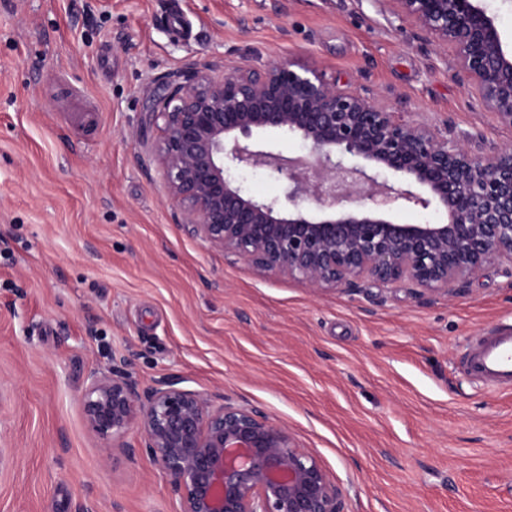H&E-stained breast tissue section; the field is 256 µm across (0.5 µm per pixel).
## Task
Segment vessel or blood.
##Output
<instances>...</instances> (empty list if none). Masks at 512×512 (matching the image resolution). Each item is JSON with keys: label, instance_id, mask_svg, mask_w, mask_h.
Returning a JSON list of instances; mask_svg holds the SVG:
<instances>
[{"label": "vessel or blood", "instance_id": "b4317fda", "mask_svg": "<svg viewBox=\"0 0 512 512\" xmlns=\"http://www.w3.org/2000/svg\"><path fill=\"white\" fill-rule=\"evenodd\" d=\"M470 376L500 389H512V328L504 327L482 336L466 360Z\"/></svg>", "mask_w": 512, "mask_h": 512}]
</instances>
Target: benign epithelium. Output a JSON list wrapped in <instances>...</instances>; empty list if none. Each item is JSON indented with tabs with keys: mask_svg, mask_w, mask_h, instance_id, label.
<instances>
[{
	"mask_svg": "<svg viewBox=\"0 0 512 512\" xmlns=\"http://www.w3.org/2000/svg\"><path fill=\"white\" fill-rule=\"evenodd\" d=\"M496 121L512 128V49L481 0H388ZM156 157L179 222L202 241L315 289L370 279L448 296L483 272H512V144L474 152L448 124L403 121L370 93L339 88L291 57L257 68L192 63L149 112ZM259 134L295 137L303 158ZM357 159L345 163L346 157ZM282 182L258 200L242 167ZM388 171L405 183L380 179ZM437 206L443 224H401L393 211ZM87 427L103 440L137 433L167 474L177 512H343L342 487L287 428L162 378L142 389L125 360L83 380Z\"/></svg>",
	"mask_w": 512,
	"mask_h": 512,
	"instance_id": "obj_1",
	"label": "benign epithelium"
}]
</instances>
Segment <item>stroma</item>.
I'll return each mask as SVG.
<instances>
[{
	"mask_svg": "<svg viewBox=\"0 0 512 512\" xmlns=\"http://www.w3.org/2000/svg\"><path fill=\"white\" fill-rule=\"evenodd\" d=\"M288 55L471 149L512 143L387 0H0V512H176L146 453L83 420V376L116 358L288 428L344 512H512V390L461 366L512 321V275L316 290L174 214L157 78Z\"/></svg>",
	"mask_w": 512,
	"mask_h": 512,
	"instance_id": "obj_1",
	"label": "stroma"
}]
</instances>
